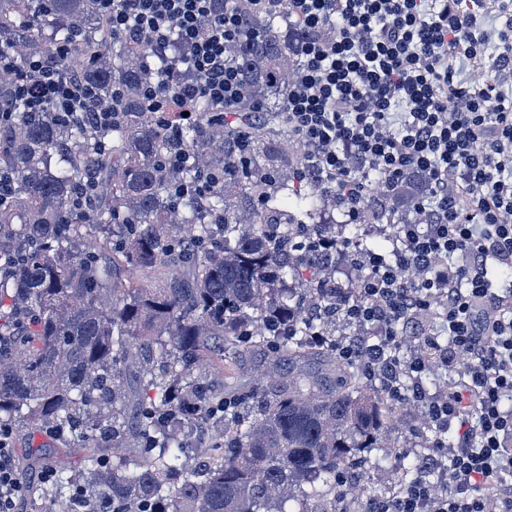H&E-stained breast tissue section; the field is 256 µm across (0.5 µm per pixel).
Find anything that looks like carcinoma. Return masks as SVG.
<instances>
[{
	"label": "carcinoma",
	"instance_id": "obj_1",
	"mask_svg": "<svg viewBox=\"0 0 512 512\" xmlns=\"http://www.w3.org/2000/svg\"><path fill=\"white\" fill-rule=\"evenodd\" d=\"M226 46L242 97L226 111L205 97L147 108L161 77L198 81L177 35L164 45L114 41L97 0H0V45L80 78L114 103L99 128L52 107L13 105L0 125V425L54 435L85 451L70 493L48 512H338L353 471L373 465L400 401L336 358L328 262L305 248L321 227L386 250L370 224H410L427 196L418 176L386 186L360 223H336L331 194L297 182L285 111L298 65L288 18ZM190 111V119L183 112ZM182 163L169 164L178 149ZM95 183L81 210L73 200ZM201 191L175 193L179 186ZM318 331L328 338L312 339ZM271 376L235 388L243 355Z\"/></svg>",
	"mask_w": 512,
	"mask_h": 512
}]
</instances>
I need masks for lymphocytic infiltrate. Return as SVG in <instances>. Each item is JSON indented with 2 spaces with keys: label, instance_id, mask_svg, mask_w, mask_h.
I'll use <instances>...</instances> for the list:
<instances>
[{
  "label": "lymphocytic infiltrate",
  "instance_id": "1",
  "mask_svg": "<svg viewBox=\"0 0 512 512\" xmlns=\"http://www.w3.org/2000/svg\"><path fill=\"white\" fill-rule=\"evenodd\" d=\"M98 0L113 37L164 44L178 35L201 82L152 85L148 108L164 113L172 97L203 96L230 105L241 95L227 42L251 36L248 16H287L300 27L301 64L288 82V128L300 151L302 180L331 190L358 219L368 202L364 173L387 183L423 176L431 198L422 220L396 227L392 258L364 253L319 233L317 257L340 256L364 268L336 316L363 327L340 339L336 354L358 363L390 395L421 404L434 442L416 476L364 512H512V286L494 287L489 267L512 268V0H499L498 25L484 0ZM333 36H325L329 22ZM476 74L461 79L462 70ZM14 93L27 109L52 106L109 127L113 107L56 65L29 59ZM432 318L447 340L428 331ZM420 346L396 350L404 333ZM467 368L445 392L422 377L460 358ZM30 487L20 477L11 430L0 426V512H19Z\"/></svg>",
  "mask_w": 512,
  "mask_h": 512
}]
</instances>
